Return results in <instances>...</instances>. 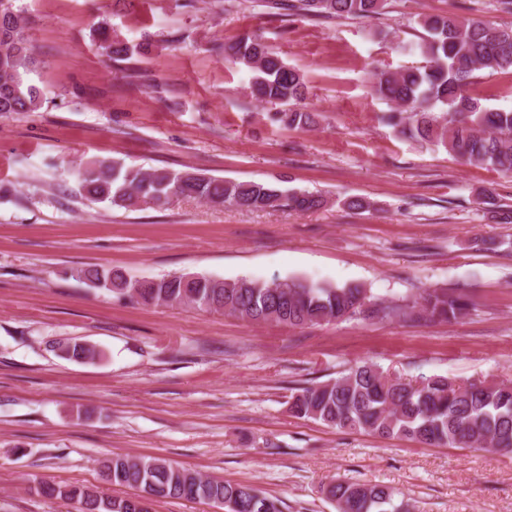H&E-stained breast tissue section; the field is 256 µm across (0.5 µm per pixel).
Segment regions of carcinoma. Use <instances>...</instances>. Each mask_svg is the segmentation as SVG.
<instances>
[{
	"instance_id": "cac0c4a2",
	"label": "carcinoma",
	"mask_w": 512,
	"mask_h": 512,
	"mask_svg": "<svg viewBox=\"0 0 512 512\" xmlns=\"http://www.w3.org/2000/svg\"><path fill=\"white\" fill-rule=\"evenodd\" d=\"M280 10L283 0H260ZM289 9L322 18H373L388 0H291ZM26 21L13 0H0V117L29 114L42 107L43 93L27 83L34 59L24 36ZM417 50L425 59L395 73L375 74L376 92L394 104L386 124L407 139L442 146L465 164L512 175V108H491L466 94L477 71L512 73V26L495 27L454 15H426ZM109 59H131L137 48L106 27L98 29ZM247 67L251 99L278 107L267 119L286 129L309 128L314 113L304 109V76L257 38L243 37L225 48ZM77 189L86 199L125 210L165 206L188 198L246 210L287 208L302 213L327 200L308 191L282 189L255 181H230L195 171L127 167L94 159L77 172ZM72 276L131 301L153 305L191 304L223 311L252 322L290 327L331 323L362 316L381 322L450 321L473 306L459 288L426 290L405 304L374 301L361 285L337 286L300 279L280 282L241 277L167 275L142 284L120 270L80 268ZM62 358L93 363L101 358L94 345L79 341L52 344ZM290 409L306 419L337 429L403 437L422 444L512 453V380L484 379L457 383L433 375L413 382L394 380L374 364L361 363L326 382L297 389ZM106 479L133 487L138 494L102 497L75 486L43 483L42 494L81 505V512H149L156 498L205 499L224 512H281L280 501L256 488L226 482L181 468L161 458L115 455L104 463ZM337 512H415L397 489L338 480L327 487Z\"/></svg>"
}]
</instances>
